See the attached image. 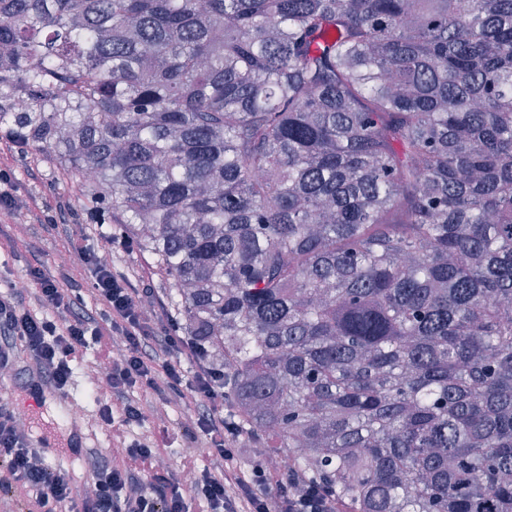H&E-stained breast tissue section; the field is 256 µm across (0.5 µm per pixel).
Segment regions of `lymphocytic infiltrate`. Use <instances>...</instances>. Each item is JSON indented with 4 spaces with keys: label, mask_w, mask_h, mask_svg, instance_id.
<instances>
[{
    "label": "lymphocytic infiltrate",
    "mask_w": 512,
    "mask_h": 512,
    "mask_svg": "<svg viewBox=\"0 0 512 512\" xmlns=\"http://www.w3.org/2000/svg\"><path fill=\"white\" fill-rule=\"evenodd\" d=\"M66 204L45 206L21 196L11 169L0 166V216L26 211L32 223L58 228ZM134 246L116 235L91 245L86 235L68 237V252L91 276L100 313L84 311L80 295L67 288L59 268L37 262L26 270V288L0 291V373L17 376L33 394H65L72 365L94 349L96 367L108 368L100 416L112 433L113 450L103 456L74 448L87 487L69 470L48 463V450L32 425L0 405V498L22 489L28 512H188L196 500L204 512H339L340 505L296 471L269 466L264 449L249 469L238 464L240 431L216 407L220 374L199 361L196 347L182 336L163 303L143 316L150 286L134 287L118 254ZM108 261H101V254ZM189 400L194 415L181 432L185 447L177 470L161 468L168 442L129 440L144 412L171 398ZM206 448L209 464L193 453ZM191 482H184V475Z\"/></svg>",
    "instance_id": "1"
}]
</instances>
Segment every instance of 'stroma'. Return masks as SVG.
<instances>
[{"mask_svg":"<svg viewBox=\"0 0 512 512\" xmlns=\"http://www.w3.org/2000/svg\"><path fill=\"white\" fill-rule=\"evenodd\" d=\"M0 163L10 166L14 171L21 194L36 196L51 205L60 201L70 204V210L65 215L64 229L59 233L27 223L24 215H17L16 221L23 224L24 229L16 233L14 240L0 239V276L19 282L24 279L25 270L33 261L61 264L68 287L81 290L85 310L97 312L99 304L88 290V271L73 259L67 258L64 249L66 237L71 232L85 230L91 240L99 238V229L89 224L87 201L74 191L70 180L62 176L44 152L31 148L12 150L4 147L0 149ZM94 391L84 364H74L65 402L69 405H83L86 430L90 435L88 445L105 453L112 447V438L99 417L100 405L94 398Z\"/></svg>","mask_w":512,"mask_h":512,"instance_id":"stroma-1","label":"stroma"}]
</instances>
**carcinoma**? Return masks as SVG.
Instances as JSON below:
<instances>
[{"label": "carcinoma", "mask_w": 512, "mask_h": 512, "mask_svg": "<svg viewBox=\"0 0 512 512\" xmlns=\"http://www.w3.org/2000/svg\"><path fill=\"white\" fill-rule=\"evenodd\" d=\"M0 133L348 512H512V0H0Z\"/></svg>", "instance_id": "cac0c4a2"}]
</instances>
